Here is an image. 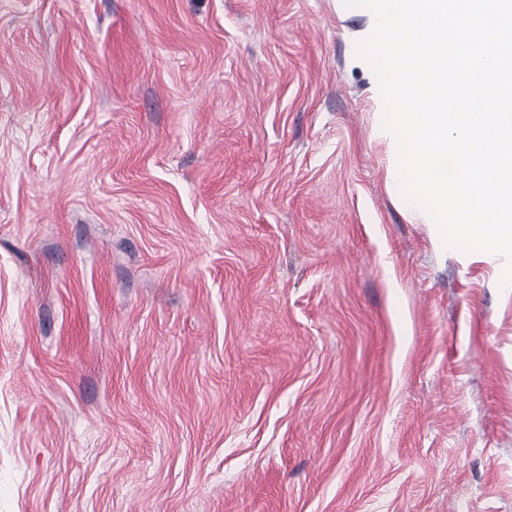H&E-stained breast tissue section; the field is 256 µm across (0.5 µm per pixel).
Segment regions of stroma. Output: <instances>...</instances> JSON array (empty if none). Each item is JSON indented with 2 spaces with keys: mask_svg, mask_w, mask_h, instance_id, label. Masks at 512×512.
<instances>
[{
  "mask_svg": "<svg viewBox=\"0 0 512 512\" xmlns=\"http://www.w3.org/2000/svg\"><path fill=\"white\" fill-rule=\"evenodd\" d=\"M341 0H0V512H512V288L403 210Z\"/></svg>",
  "mask_w": 512,
  "mask_h": 512,
  "instance_id": "obj_1",
  "label": "stroma"
}]
</instances>
